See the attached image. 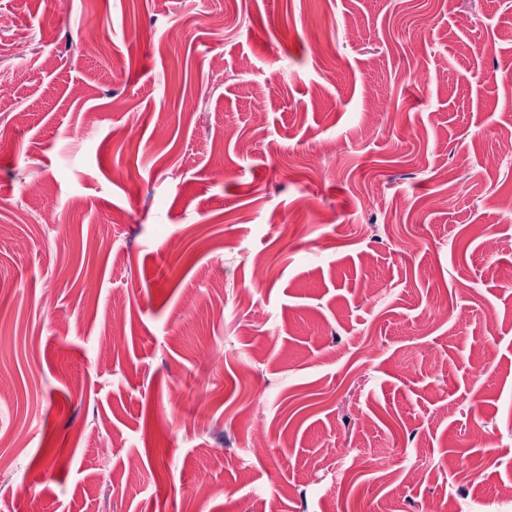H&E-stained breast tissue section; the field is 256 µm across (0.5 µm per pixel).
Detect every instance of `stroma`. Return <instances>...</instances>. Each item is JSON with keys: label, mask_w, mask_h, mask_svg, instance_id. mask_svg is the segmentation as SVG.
<instances>
[{"label": "stroma", "mask_w": 512, "mask_h": 512, "mask_svg": "<svg viewBox=\"0 0 512 512\" xmlns=\"http://www.w3.org/2000/svg\"><path fill=\"white\" fill-rule=\"evenodd\" d=\"M0 8V512H512V0Z\"/></svg>", "instance_id": "obj_1"}]
</instances>
